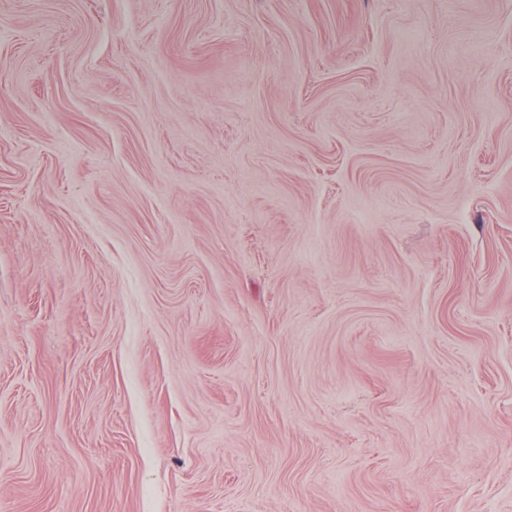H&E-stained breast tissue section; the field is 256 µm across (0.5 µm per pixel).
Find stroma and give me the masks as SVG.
<instances>
[{"label": "stroma", "instance_id": "1", "mask_svg": "<svg viewBox=\"0 0 512 512\" xmlns=\"http://www.w3.org/2000/svg\"><path fill=\"white\" fill-rule=\"evenodd\" d=\"M0 512H512V0H0Z\"/></svg>", "mask_w": 512, "mask_h": 512}]
</instances>
